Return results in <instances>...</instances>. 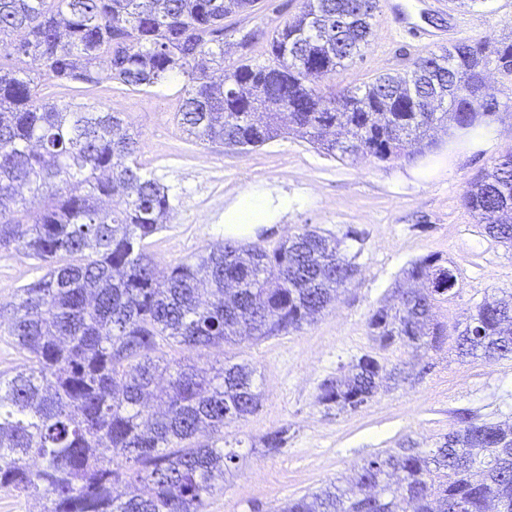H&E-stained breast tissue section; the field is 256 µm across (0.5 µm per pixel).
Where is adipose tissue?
<instances>
[{
	"mask_svg": "<svg viewBox=\"0 0 512 512\" xmlns=\"http://www.w3.org/2000/svg\"><path fill=\"white\" fill-rule=\"evenodd\" d=\"M287 209V198H279L278 202L273 203L263 192H243L224 212V234L235 238L253 236L260 228L272 224L279 213Z\"/></svg>",
	"mask_w": 512,
	"mask_h": 512,
	"instance_id": "obj_1",
	"label": "adipose tissue"
}]
</instances>
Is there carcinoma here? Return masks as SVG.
I'll return each instance as SVG.
<instances>
[{"instance_id": "1", "label": "carcinoma", "mask_w": 512, "mask_h": 512, "mask_svg": "<svg viewBox=\"0 0 512 512\" xmlns=\"http://www.w3.org/2000/svg\"><path fill=\"white\" fill-rule=\"evenodd\" d=\"M379 0H301L266 39L268 63L224 70V17L253 0H0L3 57L60 82L101 77L143 91L185 78L177 118L196 141L246 150L293 134L341 160L419 153L448 121L490 126L512 90V34L430 51L403 76L336 83L361 57ZM261 110L259 119L254 111ZM138 141L117 113L39 96L29 74L0 64V252L45 273L10 303L19 366L0 372V487L39 496L46 512H205L238 458L224 427L254 413L249 364L170 362L236 338L290 334L322 315L357 271L341 241L308 224L268 247L217 242L160 274L148 240L170 221L168 188L142 172ZM462 204L512 246V148L467 182ZM417 288L374 310L381 349L438 350L448 327L434 302L453 266L427 257L405 271ZM458 353L512 357V295L476 306ZM392 374L371 354L325 382L318 402L355 410ZM512 512V424L462 411L436 448L410 444L358 467L354 483L288 500L281 512Z\"/></svg>"}]
</instances>
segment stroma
Instances as JSON below:
<instances>
[{"mask_svg": "<svg viewBox=\"0 0 512 512\" xmlns=\"http://www.w3.org/2000/svg\"><path fill=\"white\" fill-rule=\"evenodd\" d=\"M393 2L432 31L447 30L452 13L478 17V25L463 29L465 40L512 30V0H380L373 38L361 59L338 74L341 85L405 72L428 53L427 45L396 35ZM298 8L299 0H256L250 12L225 17V68L240 61L241 32L272 31ZM36 82L51 101L92 104L130 124L139 163L168 187L173 206L167 227L149 241L161 267L223 239L225 209L250 188L289 199L287 214L258 230L256 239L273 245L308 224L341 237L344 252L355 258L357 272L346 292L314 323L286 336L207 351L212 361L254 365L262 399L254 414L224 430L239 460L206 512H279L289 499L346 483L357 465L406 441L424 449L439 445L464 409L512 423V357L461 359L451 340L437 351H381L367 330L370 313L391 300L404 270L430 256L452 263L458 277L456 293L433 309L448 328L464 326L484 299L512 295V247L489 237L461 202L467 181L512 147V98L497 75L488 77V95L502 104L491 137L461 141L442 123L430 130L422 156L391 162L342 161L291 134L246 152L195 142L175 119L179 78L139 93L106 78L82 84L41 75ZM351 229L362 231V241L346 238ZM39 275L36 261L0 253V304ZM366 353L418 375L405 383L384 382L357 410H326L318 402L322 382ZM281 428L287 431L284 447L267 451L266 434Z\"/></svg>", "mask_w": 512, "mask_h": 512, "instance_id": "stroma-1", "label": "stroma"}]
</instances>
